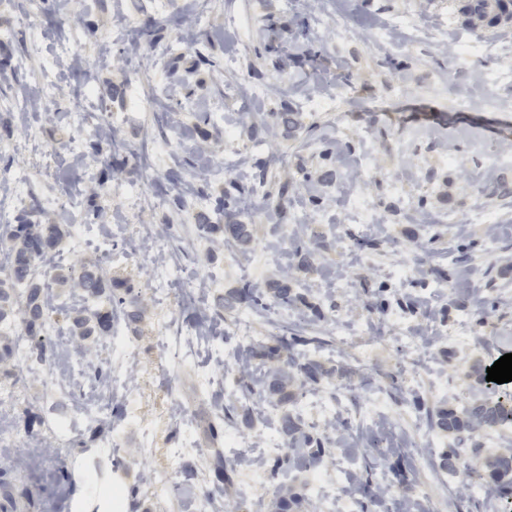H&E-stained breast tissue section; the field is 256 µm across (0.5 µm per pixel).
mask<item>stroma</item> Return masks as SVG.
<instances>
[{
    "mask_svg": "<svg viewBox=\"0 0 512 512\" xmlns=\"http://www.w3.org/2000/svg\"><path fill=\"white\" fill-rule=\"evenodd\" d=\"M189 8L190 0H0V173L22 191L17 202L0 195V206L11 224L28 216L60 226L54 270L99 263L127 281L143 309L140 322L118 321L83 350L65 314L84 299L57 289L60 312L45 338L52 364L27 361L0 375V400L13 407L0 422L11 442L0 481L18 512H110L109 488L137 489L138 512H276L279 483L301 497L302 512H316L317 492L361 495L364 474L387 487L389 512H402L404 491L423 492L438 512H497L496 498L466 477L512 448V431L466 437L452 471L441 455L456 435L431 429L438 446L430 450L408 427L480 397L476 365L512 351V200L494 192L512 183V165L494 161L512 147V81H483L487 70L512 73V28L474 34L457 0H333L329 14L347 19L340 30L306 0H210L194 16ZM148 17L156 25L146 35ZM301 25L307 38L298 46ZM386 28L391 36L376 42ZM477 36L482 60L449 54L448 44ZM318 90L339 95L342 108L306 111ZM462 94L473 101L465 112L455 106ZM89 103L119 130L113 168L95 154L94 119L80 117ZM288 110L306 124L295 138L244 134L243 115ZM262 168L265 189L250 193ZM69 190L76 210L53 213L49 200ZM222 195L250 225L248 247L199 231L202 217L224 223ZM162 271L174 283L168 296L154 290ZM286 271L298 299L283 307L269 286ZM208 280L201 307L193 287ZM246 284L265 309L220 308ZM190 314L216 327L224 345L209 359L206 384L182 324ZM342 322L367 325L369 358L351 344L302 348L323 374L291 404L331 454L319 469L273 481L275 458L264 448L280 435L281 408L246 396L237 355L257 340L275 344L286 329L332 336ZM415 327L429 338L409 355L396 340ZM459 336L468 345H457ZM176 345L183 356L166 361ZM90 360L111 365L112 391L130 414L80 416L65 383ZM217 395L235 415L217 446L236 465L221 487L207 458L172 454L187 439L216 447L204 429ZM380 396L389 451L362 446L375 433L363 416ZM311 400L334 404L337 433L312 415ZM57 421L62 450L49 466L45 442ZM340 464L351 480L337 478ZM66 471L74 481L63 480Z\"/></svg>",
    "mask_w": 512,
    "mask_h": 512,
    "instance_id": "obj_1",
    "label": "stroma"
}]
</instances>
